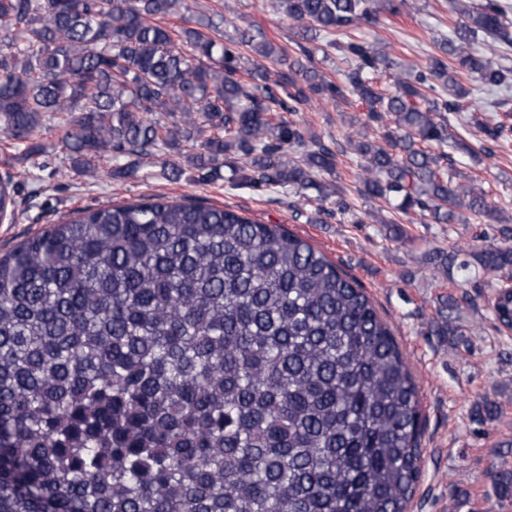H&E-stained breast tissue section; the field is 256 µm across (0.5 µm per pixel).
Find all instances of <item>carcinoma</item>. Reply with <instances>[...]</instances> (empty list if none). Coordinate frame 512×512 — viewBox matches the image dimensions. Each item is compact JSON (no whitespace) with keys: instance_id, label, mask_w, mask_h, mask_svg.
<instances>
[{"instance_id":"cac0c4a2","label":"carcinoma","mask_w":512,"mask_h":512,"mask_svg":"<svg viewBox=\"0 0 512 512\" xmlns=\"http://www.w3.org/2000/svg\"><path fill=\"white\" fill-rule=\"evenodd\" d=\"M182 2L0 0L12 164L40 180L50 119L75 173L111 179L207 126L192 179L279 188L295 208L314 190L309 221L325 224L331 196L350 209L318 180L338 152L291 116L355 98L385 128L348 139L358 193L433 224L467 211L504 225V244L469 255L495 281L497 327L512 325V216L461 179L450 151L465 145L448 132L474 90L512 85L490 57L512 45L511 5L453 0L439 54L383 85L387 54L350 35L378 24L373 0H274L301 27L291 50L176 32L162 20ZM322 33L350 62L336 80L315 65ZM20 193L0 176V217ZM420 429L413 376L369 296L280 225L154 195L76 210L0 256V512H406Z\"/></svg>"}]
</instances>
